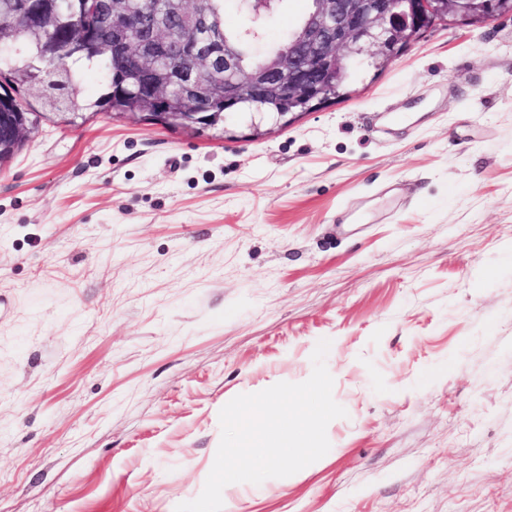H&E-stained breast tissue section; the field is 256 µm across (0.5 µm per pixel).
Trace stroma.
Listing matches in <instances>:
<instances>
[{
  "instance_id": "35a3bbf8",
  "label": "stroma",
  "mask_w": 512,
  "mask_h": 512,
  "mask_svg": "<svg viewBox=\"0 0 512 512\" xmlns=\"http://www.w3.org/2000/svg\"><path fill=\"white\" fill-rule=\"evenodd\" d=\"M0 162V512H174L235 396L347 415L227 512H512V15L436 22L264 135L27 88Z\"/></svg>"
}]
</instances>
